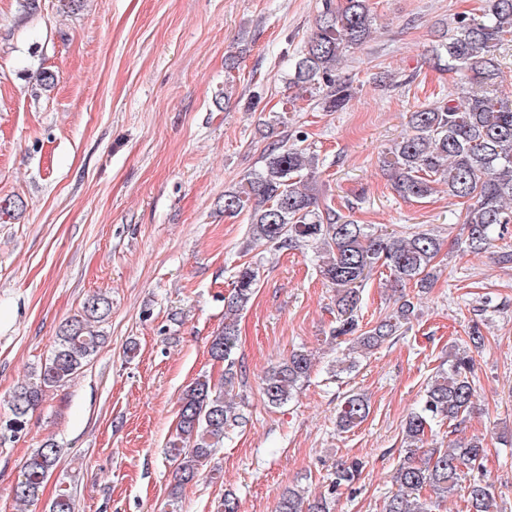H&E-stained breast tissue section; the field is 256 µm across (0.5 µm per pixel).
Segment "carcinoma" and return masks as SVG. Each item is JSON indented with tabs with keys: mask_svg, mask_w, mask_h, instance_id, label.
<instances>
[{
	"mask_svg": "<svg viewBox=\"0 0 512 512\" xmlns=\"http://www.w3.org/2000/svg\"><path fill=\"white\" fill-rule=\"evenodd\" d=\"M374 17L368 0H343L339 8L324 0L312 36L300 50L288 73V89L308 97L324 112L343 109L354 95L352 85L338 74L343 54L371 37ZM512 36V0H488L482 19L458 18L453 30H442L429 61L440 71L460 77L461 99L450 95L410 113L409 133L394 143L386 160L394 189L406 198L424 199L444 183L448 195L467 199L461 244L475 254L492 247L494 234L512 223V105L499 99L500 62L496 47ZM317 159L301 146L272 143L261 164L242 181L224 191V216L245 213L249 240L279 249L310 247L319 258L322 278L335 288L336 326L330 336L346 340L350 349L373 350L392 339L411 322L415 305L409 299L368 329L360 325L362 291L377 267H385L399 281L427 288L433 278L434 259L441 241L428 230L408 234L383 233L360 224L329 204H320L315 193ZM259 268L239 269L231 295L225 301L224 327L212 337L211 357L224 363L218 385L197 378L183 390L175 436L169 443L177 485L192 482L203 463L224 444L229 430L244 420L241 405L230 395L242 383L236 359L238 315L256 292ZM112 312L109 297L87 299L81 314L60 328L49 358L36 372V381L17 387L9 400L11 418L0 421V443L26 428L27 417L44 401L46 392L70 381L97 353L105 341L98 324ZM469 347H455L448 368L436 372L427 385L420 408L404 425L407 457L394 476L397 492L385 512H433V498L456 492L464 470H480L485 446L479 437L460 438L446 448L423 449L428 431L448 421L458 426L474 409L471 349L484 344L478 330L470 333ZM312 354L300 350L271 367L263 381L268 404L281 406L307 382ZM366 397L353 394L341 403L337 426L348 430L369 414ZM61 458V448L51 440L34 449L26 459L15 488L16 500L38 498L47 478ZM359 463L336 465L333 489L354 481ZM433 495L425 494V491ZM465 512H496L491 483L475 480L468 485ZM74 500L62 488L49 512H73ZM276 512H329L323 499L301 505L295 489L284 492Z\"/></svg>",
	"mask_w": 512,
	"mask_h": 512,
	"instance_id": "cac0c4a2",
	"label": "carcinoma"
}]
</instances>
